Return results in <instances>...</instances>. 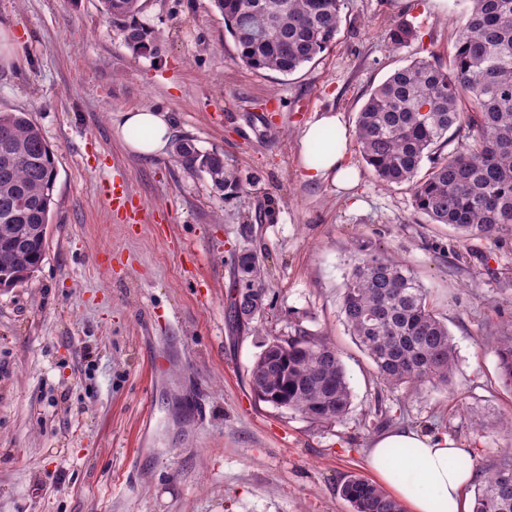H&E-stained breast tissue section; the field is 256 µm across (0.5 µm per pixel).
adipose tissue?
<instances>
[{
	"mask_svg": "<svg viewBox=\"0 0 512 512\" xmlns=\"http://www.w3.org/2000/svg\"><path fill=\"white\" fill-rule=\"evenodd\" d=\"M114 129L129 153L147 158L163 153L173 135L169 114L155 108L119 113ZM302 143L304 178L339 179L346 156L339 115H316L306 125ZM462 453L448 435L399 427L375 441L370 465L380 482L405 502L410 512H464L463 491L475 474L459 466Z\"/></svg>",
	"mask_w": 512,
	"mask_h": 512,
	"instance_id": "1",
	"label": "adipose tissue"
}]
</instances>
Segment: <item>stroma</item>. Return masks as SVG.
I'll use <instances>...</instances> for the list:
<instances>
[{"mask_svg": "<svg viewBox=\"0 0 512 512\" xmlns=\"http://www.w3.org/2000/svg\"><path fill=\"white\" fill-rule=\"evenodd\" d=\"M154 55L134 53L100 0H0L19 49L0 62V110L28 113L56 180L39 272L0 289V512H351L339 487L370 475L375 439L406 426L445 433L483 475L512 456V412L496 345L512 320V233L462 240L380 186L348 140L352 187L305 179L302 131L316 113L353 132L370 91L413 59L447 61L455 0H346L337 42L295 73L243 64L210 0H143ZM406 20L417 40L385 34ZM169 112L174 140L223 155L243 183L230 198L172 153H128L112 122ZM133 207H110L102 181ZM259 257L266 313L228 321L239 252ZM379 252L414 271L457 352L452 388L390 390L340 313L354 260ZM342 354L353 401L333 423L258 401L249 370L298 329ZM170 362L151 370L158 351Z\"/></svg>", "mask_w": 512, "mask_h": 512, "instance_id": "1", "label": "stroma"}]
</instances>
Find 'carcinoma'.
<instances>
[{
  "label": "carcinoma",
  "instance_id": "cac0c4a2",
  "mask_svg": "<svg viewBox=\"0 0 512 512\" xmlns=\"http://www.w3.org/2000/svg\"><path fill=\"white\" fill-rule=\"evenodd\" d=\"M125 43L157 53L158 34L138 20L140 0H101ZM450 64L414 59L369 94L354 136L363 160L386 186L412 187L415 207L458 235L495 243L512 231V0H469ZM238 58L256 71L290 75L336 43L344 0H212ZM418 38L407 21L388 29L395 46ZM429 169L419 175L423 161ZM176 161L206 173L222 196L243 184L217 152L183 139ZM55 184L53 151L26 112L0 111V284L32 277L43 260ZM229 318L246 326L265 312L267 288L258 258L237 257ZM343 322L370 358L376 378L394 390L447 387L457 352L448 326L405 265L380 253L355 259L344 283ZM502 383L512 389V325L496 349ZM249 371L258 400L313 422L343 419L352 391L340 351L302 329L275 336ZM352 512H404L367 477L340 486ZM472 512H512V457L492 465L475 491Z\"/></svg>",
  "mask_w": 512,
  "mask_h": 512
}]
</instances>
